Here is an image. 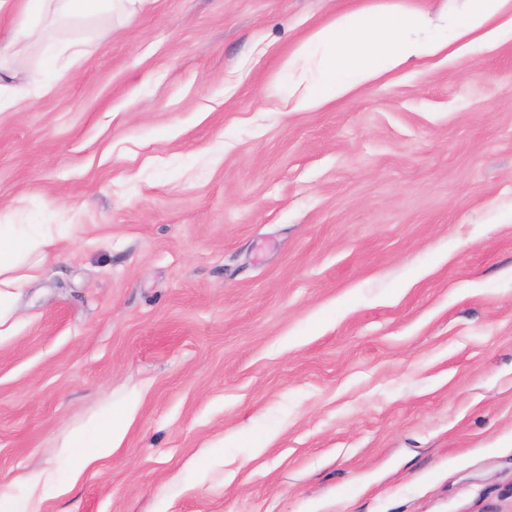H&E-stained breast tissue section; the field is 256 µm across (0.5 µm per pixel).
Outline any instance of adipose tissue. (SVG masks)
<instances>
[{"label": "adipose tissue", "instance_id": "obj_1", "mask_svg": "<svg viewBox=\"0 0 512 512\" xmlns=\"http://www.w3.org/2000/svg\"><path fill=\"white\" fill-rule=\"evenodd\" d=\"M149 0H0V111L15 106L12 60L28 54L33 37L53 31L69 47L70 21L104 11L129 13ZM512 38V0H465L460 12L430 15L424 8L358 5L300 41L284 63L288 83L275 94L291 112H309L410 64L438 65L477 54ZM71 230L62 224H0V336L12 335L16 299L38 276L41 263ZM139 405L132 394L75 430L64 454L110 456L119 447Z\"/></svg>", "mask_w": 512, "mask_h": 512}]
</instances>
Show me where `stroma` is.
Returning <instances> with one entry per match:
<instances>
[{
  "instance_id": "35a3bbf8",
  "label": "stroma",
  "mask_w": 512,
  "mask_h": 512,
  "mask_svg": "<svg viewBox=\"0 0 512 512\" xmlns=\"http://www.w3.org/2000/svg\"><path fill=\"white\" fill-rule=\"evenodd\" d=\"M353 2L83 19L0 112V213L76 227L0 338L1 495L135 392L42 512H512V39L278 111ZM139 399L138 394L127 396L117 408H109L75 430L59 448L68 456H82L85 464L112 455L113 448H119L134 420ZM83 448H95V452L93 455L84 456Z\"/></svg>"
}]
</instances>
